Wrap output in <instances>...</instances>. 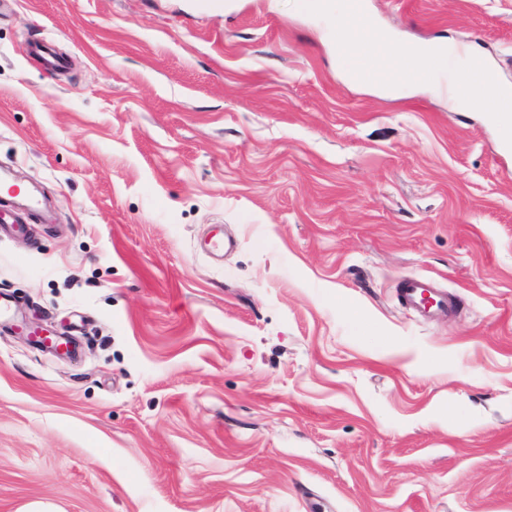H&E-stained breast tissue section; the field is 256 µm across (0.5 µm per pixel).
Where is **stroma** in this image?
I'll return each mask as SVG.
<instances>
[{"label":"stroma","instance_id":"1","mask_svg":"<svg viewBox=\"0 0 512 512\" xmlns=\"http://www.w3.org/2000/svg\"><path fill=\"white\" fill-rule=\"evenodd\" d=\"M306 3L0 0V171L41 195L0 296L78 343L0 322V512H512V124L354 86ZM364 8L512 83V0ZM400 304L413 309L421 315L452 312L456 307V301L448 298V293L436 290L432 286V280L421 276H409L405 278L397 291Z\"/></svg>","mask_w":512,"mask_h":512}]
</instances>
